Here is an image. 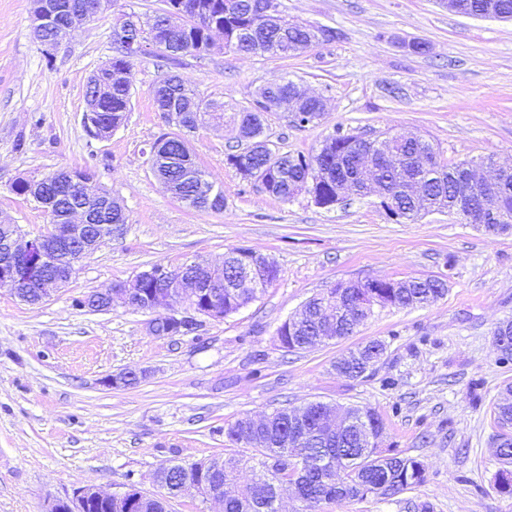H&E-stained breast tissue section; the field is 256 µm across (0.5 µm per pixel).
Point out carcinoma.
Instances as JSON below:
<instances>
[{"mask_svg":"<svg viewBox=\"0 0 512 512\" xmlns=\"http://www.w3.org/2000/svg\"><path fill=\"white\" fill-rule=\"evenodd\" d=\"M162 7L155 10V20L159 49V58L166 65L179 63L181 57L192 54L208 53L213 44L214 31L221 32L224 49L243 55H265L288 58L337 38L332 33H324V28L302 30L288 25L268 24L257 13L255 0H161ZM183 6L190 15V23L179 30L163 26V12L171 6ZM104 88L103 96L94 101L95 111L91 113L87 132L93 134L97 129L121 125L125 113L130 107L132 83L131 57L116 54L112 57V66L99 75ZM297 93V84L288 79L267 84L259 88L250 105L233 113V120L253 135V141L243 147V153L229 151L225 162L244 180L254 177L262 180L265 192L288 202L296 197L295 189L301 180L311 173L319 174L320 182L316 186L320 205L330 207L338 201L339 188L360 185L354 177L352 160L358 150L355 136L337 133L328 138L317 152L308 154L285 153L280 161H268L269 151L265 137V114L276 110V101ZM154 103L160 112H181L191 117L224 122V103L205 101L197 96L192 87L175 75L166 74L154 93ZM322 115V106L316 99L306 98L298 104L295 123L302 126L313 124ZM168 151L157 159V175L164 181L179 188V201L196 211H221L224 209V191L216 188L209 196L199 194L198 183L205 177L194 162L186 137L179 134L163 136ZM411 156L403 163L400 171L381 170L372 176L376 191L397 200L396 208H387L389 215L399 213V218L412 220L420 211L433 208L437 211L449 210L455 205L457 187L465 179V170L461 165L447 166L436 160L432 146L423 142L422 147L409 148ZM438 166L441 176L433 183L425 184L430 193L427 203L416 206L407 197L402 196L406 182L415 177H429L432 167ZM76 178L89 182L94 175L86 168L73 167L41 178L40 186L48 196L49 203L44 206L49 213L51 223L67 222V212L77 206L76 199L63 195L62 183ZM336 301L358 306L368 302L374 296L388 308H413L432 303L448 293L445 285L417 283L415 279L391 280L380 283L378 288H337L330 289ZM501 360L512 362V320L502 321L493 333ZM376 346H384L378 340L349 350L336 360L349 372V377L357 379L363 376L361 358ZM347 413L356 420H363L379 430L384 425L377 413L370 409L350 408ZM497 424L503 429L499 434L504 447L496 450L504 465L499 473L498 490L512 496V384L503 388L494 406ZM255 454L246 460L236 456L223 458L224 469L214 473L215 459L197 462L193 478L203 481L205 487L213 485L217 479L226 481L237 478L243 466L252 460L262 469L263 484L253 482L239 492V496L224 503V512H278L272 502L274 489L283 484H294L307 502L314 505L318 512L324 504H341L353 500H362L369 495L377 496L382 488L395 496L413 489L425 482L426 469L416 458L401 456L395 450L383 449L379 443L368 448H349L344 445L343 436L328 435L320 443L310 448H286L275 441L266 446H252Z\"/></svg>","mask_w":512,"mask_h":512,"instance_id":"cac0c4a2","label":"carcinoma"}]
</instances>
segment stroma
<instances>
[{"mask_svg":"<svg viewBox=\"0 0 512 512\" xmlns=\"http://www.w3.org/2000/svg\"><path fill=\"white\" fill-rule=\"evenodd\" d=\"M292 23L339 31L335 42L286 59L215 50L187 55L175 71L225 113L258 88L288 78L321 96L318 123L266 115L279 153L312 152L342 132L371 138L413 133L439 161L494 155L512 163V20L449 12L441 0H280ZM159 0H113L52 56L32 29L31 0H0V218L28 236L49 231L41 205L17 195V179L74 166L119 199L128 224L80 261L51 300L29 305L0 288V512H45L79 487L155 491L153 472L237 453L224 435L237 418L312 401L375 411L381 445L421 460L423 485L323 512H512L496 488L499 428L493 404L512 383L493 330L512 318V232L493 233L444 212L395 220L376 196L320 207L289 202L243 180L225 163L232 123L188 137L197 165L224 191L223 211H195L150 169L152 144L174 124L155 107L157 50L133 60L131 110L111 137L83 124L88 78L112 57V28ZM423 41L424 55L408 44ZM254 249L279 268L257 300L190 336L147 332L149 316L124 306L76 307L152 264L222 262ZM438 277L447 295L422 307L376 310L353 336L296 352L277 331L311 297L341 282ZM379 340L383 356L358 379L334 364ZM139 372L136 384L106 377Z\"/></svg>","mask_w":512,"mask_h":512,"instance_id":"obj_1","label":"stroma"}]
</instances>
